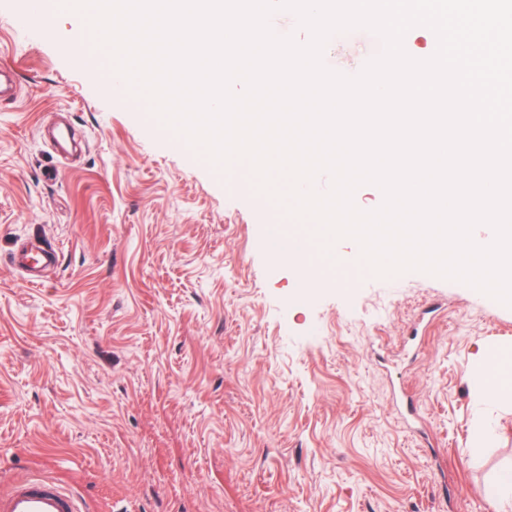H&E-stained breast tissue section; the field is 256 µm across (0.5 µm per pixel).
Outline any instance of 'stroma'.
<instances>
[{
    "label": "stroma",
    "mask_w": 512,
    "mask_h": 512,
    "mask_svg": "<svg viewBox=\"0 0 512 512\" xmlns=\"http://www.w3.org/2000/svg\"><path fill=\"white\" fill-rule=\"evenodd\" d=\"M0 0V492L42 474L88 512H512V396L472 380L512 349V307L410 271L351 276L356 241L280 259L282 209L215 177ZM365 28L323 61L360 73ZM65 114L82 150L56 151ZM54 247L39 283L11 264ZM315 282L300 283L305 271ZM485 427L492 439L475 447ZM485 496L497 502L506 494L512 497V467L501 469L484 489Z\"/></svg>",
    "instance_id": "obj_1"
}]
</instances>
